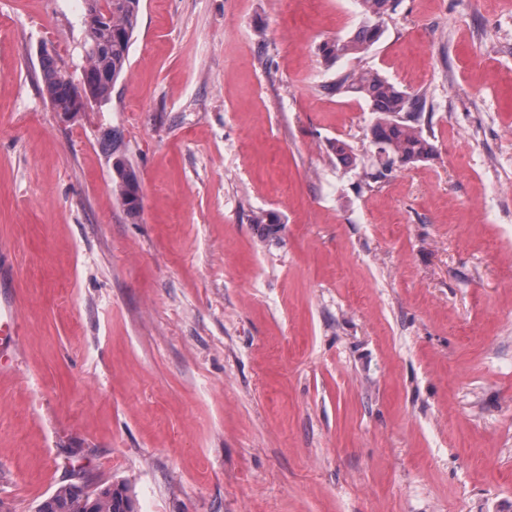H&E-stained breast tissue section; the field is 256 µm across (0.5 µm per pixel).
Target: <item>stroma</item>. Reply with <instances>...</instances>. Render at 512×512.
<instances>
[{
  "label": "stroma",
  "instance_id": "obj_1",
  "mask_svg": "<svg viewBox=\"0 0 512 512\" xmlns=\"http://www.w3.org/2000/svg\"><path fill=\"white\" fill-rule=\"evenodd\" d=\"M85 20L0 0V512L80 477L139 512H512V0H397L334 64L358 0H141L67 121L41 53L80 79ZM362 68L424 95L435 147L369 189L372 114L331 90ZM395 0L358 1L362 19L352 35L324 42L321 55L326 63H334L350 55L366 52L383 34V20L393 8ZM106 150L112 161L115 158L122 157L124 163L116 168L112 167L115 174L112 180L113 192L117 199L121 202L126 214L131 218L137 217L142 208V191L139 177L135 169L129 164L124 149L116 135L108 138ZM17 305L12 301L0 302V359L9 365L15 350L17 323Z\"/></svg>",
  "mask_w": 512,
  "mask_h": 512
}]
</instances>
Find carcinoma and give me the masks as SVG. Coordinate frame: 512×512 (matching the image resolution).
<instances>
[{"mask_svg": "<svg viewBox=\"0 0 512 512\" xmlns=\"http://www.w3.org/2000/svg\"><path fill=\"white\" fill-rule=\"evenodd\" d=\"M358 4L362 19L353 34L321 45L325 62L364 53L380 40L384 17L393 8L394 0H358ZM139 14L140 0H112L109 17L87 19V66L78 85L54 65L50 54H43V81L54 111H68L83 97L98 103L110 100L112 89L129 65ZM331 90L365 101L374 114L369 128L373 162L370 169L362 172L366 186L387 178L399 166L425 162L434 155L430 136L418 124L425 108L423 97L399 89L377 71L364 69L339 76ZM330 147L339 163H355L346 142L336 140ZM112 184L126 214L138 216L142 208L141 184L129 162L114 170ZM38 512H135V500L124 484L100 483L83 492L77 484L70 483L43 501Z\"/></svg>", "mask_w": 512, "mask_h": 512, "instance_id": "carcinoma-1", "label": "carcinoma"}]
</instances>
